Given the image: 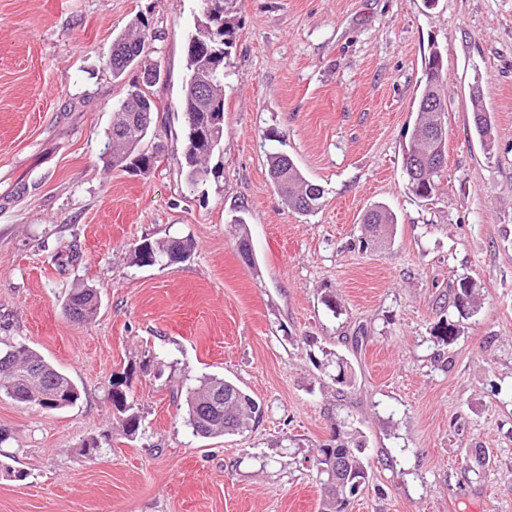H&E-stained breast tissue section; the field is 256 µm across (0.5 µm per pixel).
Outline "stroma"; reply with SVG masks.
<instances>
[{
    "mask_svg": "<svg viewBox=\"0 0 512 512\" xmlns=\"http://www.w3.org/2000/svg\"><path fill=\"white\" fill-rule=\"evenodd\" d=\"M199 12L200 0H0V341L36 350L82 394L56 411L0 395V512H318L314 454L343 420L369 462L350 512H512V0H234L223 150L192 187L177 107ZM138 20L161 71L151 95L169 109L146 176L104 153L129 89L112 76V39ZM435 49L446 167L423 200L402 161ZM275 150L322 188L315 213L283 203ZM378 204L397 233L366 250ZM170 235L192 236L189 260L133 265L136 243ZM463 277L482 309L448 346L431 330ZM83 285L101 308L76 323L62 306ZM202 374L261 402L260 422L194 435L185 397ZM116 381L141 419L132 438ZM472 106L475 131L486 145H490L491 125L478 91H473Z\"/></svg>",
    "mask_w": 512,
    "mask_h": 512,
    "instance_id": "35a3bbf8",
    "label": "stroma"
}]
</instances>
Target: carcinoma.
Wrapping results in <instances>:
<instances>
[{
	"label": "carcinoma",
	"mask_w": 512,
	"mask_h": 512,
	"mask_svg": "<svg viewBox=\"0 0 512 512\" xmlns=\"http://www.w3.org/2000/svg\"><path fill=\"white\" fill-rule=\"evenodd\" d=\"M211 0H202V12L186 40L187 79L182 89L179 110L183 118V158L181 175L186 183L197 186L207 181L209 162L220 155L224 143V59L233 35L226 19L227 4L209 9ZM148 34L145 23H133L112 40L109 57L112 77L127 71H140L144 82H135L123 103L112 112V127L107 135L105 154L109 165L148 174L153 168L160 146L150 150L143 142L165 123L160 107L147 88L159 81L161 72L146 55ZM207 87V96L199 94ZM444 66L438 50L430 53L424 83L419 91L414 137L404 159L408 189L420 198H428L438 187L444 165L433 161L444 157L446 142L433 135L439 111L447 107L443 95ZM475 131L491 144V125L478 92L472 94ZM269 175L288 208L310 215L320 207L323 190L307 181L294 160L282 151L267 154ZM239 234L243 258L254 263L249 246L248 224L244 217L233 218ZM364 236L360 243L373 248L396 231V217L377 206L364 217ZM195 243L188 237H171L163 241L141 240L132 249V261L139 266L179 263L190 257ZM101 300L92 288H76L64 305V314L74 321H91L99 313ZM448 307L455 313L433 328L434 338L446 345L460 335V320L475 316L481 309L479 285L460 278L452 285ZM0 394L41 410L73 407L81 400V390L74 380L45 360L38 352L22 345H5L0 349ZM262 417L261 405L232 381L215 375H201L186 396V423L197 436L208 438L240 433ZM313 466L320 484L319 512H349L352 484H365L368 465L365 443L356 430L333 427V442L320 446Z\"/></svg>",
	"instance_id": "carcinoma-1"
}]
</instances>
